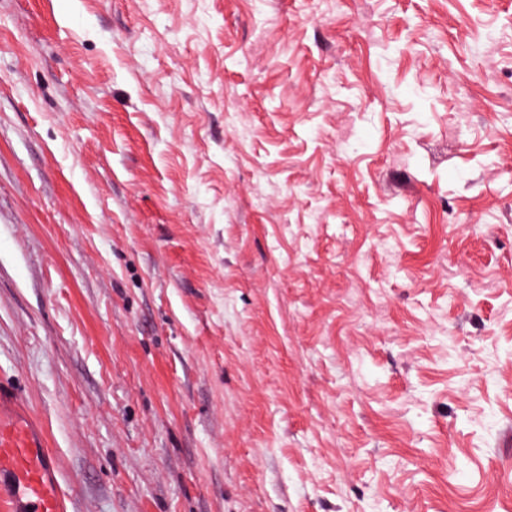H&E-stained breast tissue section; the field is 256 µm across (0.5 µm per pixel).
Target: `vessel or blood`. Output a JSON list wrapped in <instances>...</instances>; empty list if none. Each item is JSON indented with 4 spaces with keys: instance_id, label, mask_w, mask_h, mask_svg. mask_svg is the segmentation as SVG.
Masks as SVG:
<instances>
[{
    "instance_id": "1",
    "label": "vessel or blood",
    "mask_w": 512,
    "mask_h": 512,
    "mask_svg": "<svg viewBox=\"0 0 512 512\" xmlns=\"http://www.w3.org/2000/svg\"><path fill=\"white\" fill-rule=\"evenodd\" d=\"M60 480L42 425L0 381V512H67Z\"/></svg>"
}]
</instances>
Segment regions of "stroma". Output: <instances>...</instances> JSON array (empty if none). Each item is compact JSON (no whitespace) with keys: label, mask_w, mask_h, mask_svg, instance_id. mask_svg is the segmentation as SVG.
<instances>
[{"label":"stroma","mask_w":512,"mask_h":512,"mask_svg":"<svg viewBox=\"0 0 512 512\" xmlns=\"http://www.w3.org/2000/svg\"><path fill=\"white\" fill-rule=\"evenodd\" d=\"M0 379L68 512H512V0H0Z\"/></svg>","instance_id":"35a3bbf8"}]
</instances>
